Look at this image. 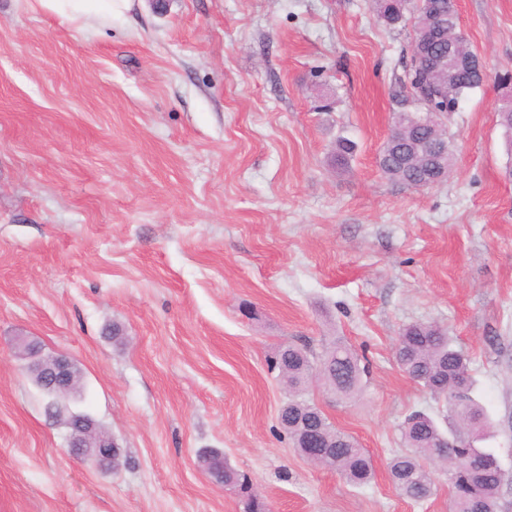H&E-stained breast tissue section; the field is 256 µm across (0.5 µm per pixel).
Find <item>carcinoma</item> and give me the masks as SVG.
<instances>
[{"instance_id": "carcinoma-1", "label": "carcinoma", "mask_w": 512, "mask_h": 512, "mask_svg": "<svg viewBox=\"0 0 512 512\" xmlns=\"http://www.w3.org/2000/svg\"><path fill=\"white\" fill-rule=\"evenodd\" d=\"M455 28L463 50L473 56L468 39L462 33L454 0H437ZM412 6L413 0H374L378 18L386 25H395L404 18L401 5ZM399 86L406 90L421 88L434 107L442 105L443 94L424 85L419 70H403L397 76ZM480 78L468 71L460 73L455 86L448 90V102L461 99L481 87ZM407 134L401 138L390 133L388 142L395 153H405L417 142L432 139L431 127L414 131L405 124ZM354 151V144L340 138L331 159L345 165ZM396 361L402 371L421 385L442 404L448 419V431L440 428L430 414L416 411L405 418L400 430L405 450L388 462V470L400 494L413 501H422L433 494V468L443 466L453 492V512H498L499 490L504 474L494 453L478 446L490 433L492 423L484 408L471 396L472 375L468 357L455 348L448 336L436 325L412 323L401 332L397 341ZM271 365L288 385V401L279 412L282 431L292 448L299 454L317 448L318 464L335 470L352 486H362L374 476L372 459L353 436L336 428L316 403L304 396L312 382L338 400H350L362 391L360 358L341 337H336L318 353L305 345L290 343L283 346L271 360ZM224 478L228 487L236 490L243 512H268L263 497L253 493L247 475L224 463V472L214 478Z\"/></svg>"}]
</instances>
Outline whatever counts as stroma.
Returning <instances> with one entry per match:
<instances>
[{
	"instance_id": "stroma-1",
	"label": "stroma",
	"mask_w": 512,
	"mask_h": 512,
	"mask_svg": "<svg viewBox=\"0 0 512 512\" xmlns=\"http://www.w3.org/2000/svg\"><path fill=\"white\" fill-rule=\"evenodd\" d=\"M457 6L488 77L441 118L452 175L415 189L377 165L409 108L413 22L373 0H131L95 29L0 0V512H242L201 467L212 448L272 512H450L443 470L421 502L387 470L407 414L443 415L395 359L415 322L469 358L512 512V0ZM20 333L79 368L71 406L112 435L118 472L68 455ZM335 336L364 390L306 396L370 454L361 488L293 451L268 364ZM402 1L406 3V6L402 9ZM422 4V0L411 1V0H374L375 11L378 18L386 25H395L400 23L404 18V10L409 8L412 4V10L414 13L417 12V5Z\"/></svg>"
}]
</instances>
